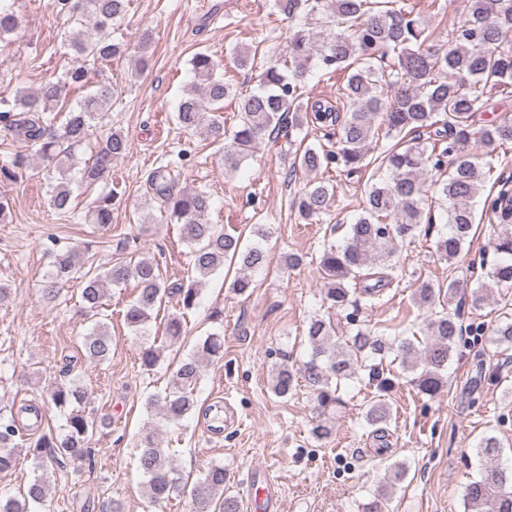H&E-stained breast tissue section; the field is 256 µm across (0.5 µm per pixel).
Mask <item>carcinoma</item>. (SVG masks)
I'll return each mask as SVG.
<instances>
[{
    "instance_id": "carcinoma-1",
    "label": "carcinoma",
    "mask_w": 512,
    "mask_h": 512,
    "mask_svg": "<svg viewBox=\"0 0 512 512\" xmlns=\"http://www.w3.org/2000/svg\"><path fill=\"white\" fill-rule=\"evenodd\" d=\"M274 7L289 19L300 13L319 12L327 24L320 30L294 32L286 49L288 59L266 67L259 87L238 96L219 63L206 52L190 60L194 90L176 106L175 119L185 130H203L215 142L224 143V164L234 169L252 155L259 143L275 139L287 117L299 120L303 108L304 78L310 64L326 73L346 77L343 96L348 111L341 113L332 104L316 101L311 106V121L336 130V149L307 147L297 153L292 169L313 172L333 164L353 175L368 168V147L385 137L397 140L380 154V166L388 175L367 182L363 213L346 225L345 244L324 247L320 271L324 298L330 307L344 311L358 307L355 294L369 299L380 295L393 280L394 259L405 241L420 234L429 235L433 225L427 211L428 197L435 193L445 205L447 231L438 234L435 252L451 262L463 252L474 226V199L479 192V161L464 153L461 144L472 133L490 147L512 142V118L476 127L485 111L486 94L512 95V0H467L458 26L448 41L432 38L428 26L413 11L390 9V0H273ZM58 18L72 26L65 47L75 55L108 62L129 50L112 40V27L124 19L127 0H51ZM18 17L0 6V41L14 33ZM70 88L86 91L75 104L66 101ZM113 92L105 85L90 89L88 71L72 67L44 81L32 92H22L9 108L0 111V128L13 138L27 143L32 156L55 164L58 175L45 173L48 204L60 217L71 214V181L66 172L76 152L87 147L90 156L79 169L80 183L95 187L112 168V163L127 156L126 137L112 132L91 142L94 123L107 111ZM236 100L239 123L227 131L215 115L228 98ZM448 169L447 178L427 181L429 172ZM37 167L19 154L0 156V182L24 181L34 176ZM508 181L493 198L491 210L495 225L491 247L495 261L484 281L471 294V303L480 307L501 291L512 290V189ZM154 197L170 218L181 225V239L191 248L190 284L172 287L165 281L157 261L142 257L136 261L119 257L102 271L95 266L91 245L61 246L49 249L50 269L42 297L56 300L64 284L79 278L80 313L93 319L81 336L80 350L85 360L101 362L112 351V336L103 309L114 287L133 285L134 297L124 312L126 326L147 332L154 312L170 295L179 296L178 305L189 310L197 306L199 285L230 260L239 266L232 288L240 295L252 288L250 272L268 266L267 252L260 246H244L241 237L219 231L208 221L210 196L204 192H176L172 177L164 166L150 178ZM117 193L99 195L89 212L91 233L112 226V206ZM334 192L314 185L300 193L298 217L307 222L320 219L331 206ZM426 316L420 341L406 331L393 338L361 326L357 313L346 314L349 334L336 336V324L320 317L310 319L307 338L309 359L293 368L282 362L273 367L271 390L286 398L303 380L314 395L321 417L313 422L311 433L319 438L331 436L328 414L342 403L339 389L349 381L367 378L376 389L364 418L375 436L385 437L383 425L391 419L386 394L392 380L384 376L383 362L389 356L412 373L411 383L423 394L436 396L446 386L448 362L462 341L457 319L447 311L436 310V288L424 282L413 295ZM183 334L181 316L170 313L163 335L177 340ZM494 342L512 349V315L501 317L493 330ZM224 356V337L220 331L209 334L192 355L182 360L171 373L164 393L146 400V411L165 424H178L195 407L193 392L203 374L204 363ZM160 349L151 345L140 353L141 367L153 370ZM87 398L81 381L56 384L49 391L50 402L66 412L64 433H42L29 442L38 474L22 497L0 494V512H29L32 503L43 505L50 494L49 472L66 462L89 465L93 459L91 441L102 426L86 413ZM160 425L146 422L140 437L139 466L146 480L149 501L160 506L187 492L194 512H239V503L224 493V467L210 466L192 486L183 481L174 460L161 448ZM14 418H0V472L11 469L23 444ZM501 442L494 435L483 436L477 451L493 462L501 453ZM392 475L380 485L377 494L362 504L361 512H388L389 490L401 480L406 467L390 468ZM464 504L470 512H512V469L493 467L465 488Z\"/></svg>"
}]
</instances>
